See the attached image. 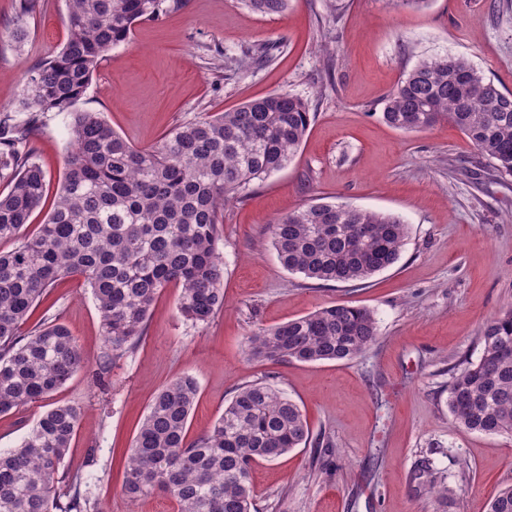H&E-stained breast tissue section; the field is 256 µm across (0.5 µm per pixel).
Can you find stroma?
Here are the masks:
<instances>
[{
    "label": "stroma",
    "mask_w": 512,
    "mask_h": 512,
    "mask_svg": "<svg viewBox=\"0 0 512 512\" xmlns=\"http://www.w3.org/2000/svg\"><path fill=\"white\" fill-rule=\"evenodd\" d=\"M289 0L264 16L242 0H183L137 23L92 76L82 110L101 113L137 148L180 123L275 91L311 105L307 135L288 165L224 209V307L205 325L178 312L180 290L157 299L144 336L112 364L102 386L75 374L51 397L0 415V450L19 447L49 409L83 407L65 459L92 472L93 497L112 512H175L157 495L122 494L126 459L148 405L175 376L196 377L188 421L196 439L237 387L274 384L302 409L313 442L252 469L259 512H485L512 484V435L454 428L448 384L461 359L477 361L480 325L512 304V173L494 165L454 125L421 132L379 118L389 93L420 57H466L512 92V0ZM15 0H0V109L16 105L28 69L54 55L68 31L65 0H42L10 32ZM270 64L247 67L258 46ZM70 117L48 113L32 139L56 193L69 153ZM347 202L399 216L400 257L370 279L323 283L289 272L268 226L312 200ZM345 303L370 309L378 338L351 361L270 362L247 354L246 336ZM59 319L97 365L106 350L100 317L82 279L51 288L28 320ZM430 460V476L418 474Z\"/></svg>",
    "instance_id": "stroma-1"
}]
</instances>
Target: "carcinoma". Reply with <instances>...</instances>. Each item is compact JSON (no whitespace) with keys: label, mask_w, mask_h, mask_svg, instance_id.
I'll list each match as a JSON object with an SVG mask.
<instances>
[{"label":"carcinoma","mask_w":512,"mask_h":512,"mask_svg":"<svg viewBox=\"0 0 512 512\" xmlns=\"http://www.w3.org/2000/svg\"><path fill=\"white\" fill-rule=\"evenodd\" d=\"M67 39L51 59L27 72L14 111L0 114V414L19 411L60 389L88 367L76 339L58 322L24 334L21 326L49 288L81 278L95 300L107 344L105 364L132 351L151 308L171 284L178 310L195 325L224 308L221 257L224 206L256 181L284 168L302 144L307 101L278 91L184 123L138 149L100 113L77 109L91 77L134 24L159 17L181 0H66ZM261 15H280L289 0H244ZM37 0H16L12 38L27 37ZM50 112L71 115L72 151L45 222L25 227L46 199V174L30 136ZM381 119L417 132L446 120L498 170L512 173V93L503 92L466 58L420 59L388 95ZM284 267L305 278L364 281L392 266L407 236L399 217L314 200L269 225ZM378 336L373 312L336 304L246 338L263 361H351ZM480 358L457 369L448 386L455 427L512 434V306L479 329ZM198 394L191 375L177 376L153 397L128 457L123 495H167L177 512H256L253 464L309 444L300 406L268 382L237 388L215 423L193 441L187 423ZM78 404L48 410L20 447L0 452V512H108L89 479L65 469L79 428ZM485 512H512V486Z\"/></svg>","instance_id":"1"}]
</instances>
